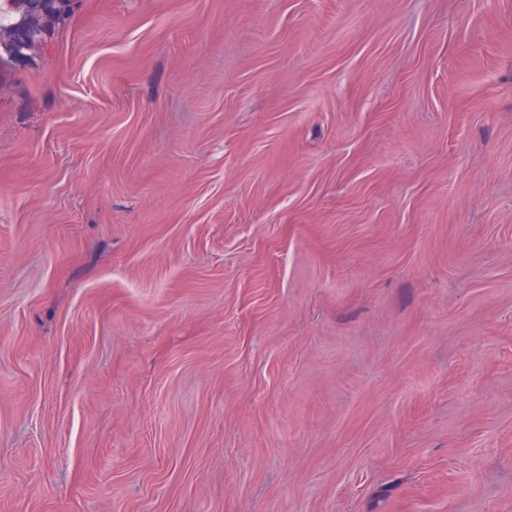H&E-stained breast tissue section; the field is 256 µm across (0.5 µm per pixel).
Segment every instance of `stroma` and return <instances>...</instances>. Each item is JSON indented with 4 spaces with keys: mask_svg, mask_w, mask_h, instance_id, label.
Masks as SVG:
<instances>
[{
    "mask_svg": "<svg viewBox=\"0 0 512 512\" xmlns=\"http://www.w3.org/2000/svg\"><path fill=\"white\" fill-rule=\"evenodd\" d=\"M0 512H512V0H82L1 80Z\"/></svg>",
    "mask_w": 512,
    "mask_h": 512,
    "instance_id": "35a3bbf8",
    "label": "stroma"
}]
</instances>
